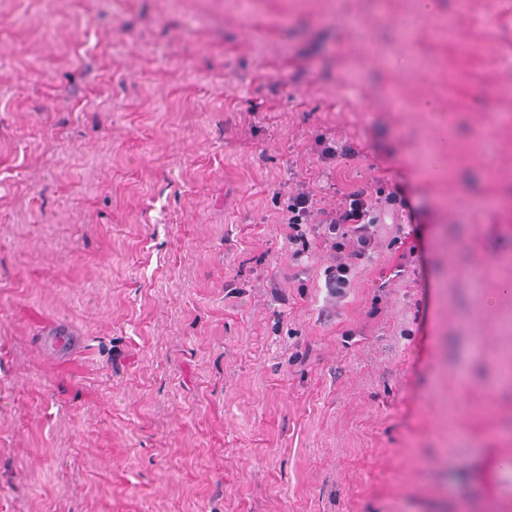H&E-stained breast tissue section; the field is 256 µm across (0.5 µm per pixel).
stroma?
Instances as JSON below:
<instances>
[{
    "instance_id": "1",
    "label": "stroma",
    "mask_w": 512,
    "mask_h": 512,
    "mask_svg": "<svg viewBox=\"0 0 512 512\" xmlns=\"http://www.w3.org/2000/svg\"><path fill=\"white\" fill-rule=\"evenodd\" d=\"M509 367L512 0H0V512H512ZM288 242L297 246L293 251L294 259L301 258L309 250L310 242L302 226H310L319 236V230L327 226L328 234L340 237L344 242L333 241L325 238V247L328 243L333 251L332 264L327 267L325 280L326 288L336 296L342 294L344 288L350 285V275L353 270L354 260L365 256L375 245L376 225L370 218L367 203L362 194L354 193L348 196L346 203L335 212L327 213L326 224L315 223V213L312 206V196L304 190L298 191L288 199ZM310 221V222H309Z\"/></svg>"
}]
</instances>
